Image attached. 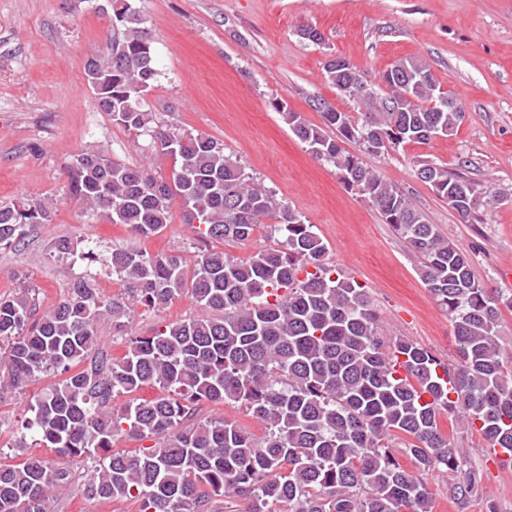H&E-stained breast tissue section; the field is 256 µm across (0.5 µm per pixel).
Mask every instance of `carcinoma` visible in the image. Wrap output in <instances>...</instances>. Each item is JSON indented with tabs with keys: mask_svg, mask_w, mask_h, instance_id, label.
Wrapping results in <instances>:
<instances>
[{
	"mask_svg": "<svg viewBox=\"0 0 512 512\" xmlns=\"http://www.w3.org/2000/svg\"><path fill=\"white\" fill-rule=\"evenodd\" d=\"M110 9L120 37L107 53L88 57L85 75L101 111L148 143L136 165L100 148L74 154L71 195L142 238L171 223L177 197L203 243L248 240L266 220L283 242L246 260L206 248L191 272L176 254L116 248L104 272L124 283L123 294L105 298L94 278L80 277L36 319L29 290L0 297V389L58 377L29 405L30 428L57 456L91 461L84 496L131 501L138 512H432L428 488L401 464L392 438H410L405 454L415 468L455 471L459 462L439 428L448 411L477 427L489 446L512 453L499 295L475 278L467 253L341 141L272 102L309 153L335 167L407 239L420 278L453 323L461 361L452 371L412 341L388 342L367 291L327 261L315 225L224 154L222 142L160 121L145 107L157 76L149 32L130 0H111ZM324 77L355 112L321 98L315 109L363 153L380 140L397 149L451 136L465 118L463 102L437 89L421 58L397 60L380 86L347 60L325 62ZM158 153L175 159L170 181L152 170ZM417 175L466 223L496 201L487 192L478 202V185L442 165L424 163ZM53 213L51 201L0 203V246L51 223ZM75 253L68 237L50 250L57 259ZM183 294L210 314L132 335L136 309L161 311ZM106 321L125 337L119 359L99 350L97 329ZM146 385L163 393L112 408L117 396ZM224 401L241 404L264 437L199 415L201 403ZM124 436L153 445L112 450ZM71 484L65 466L41 458L0 463V512H51Z\"/></svg>",
	"mask_w": 512,
	"mask_h": 512,
	"instance_id": "cac0c4a2",
	"label": "carcinoma"
}]
</instances>
